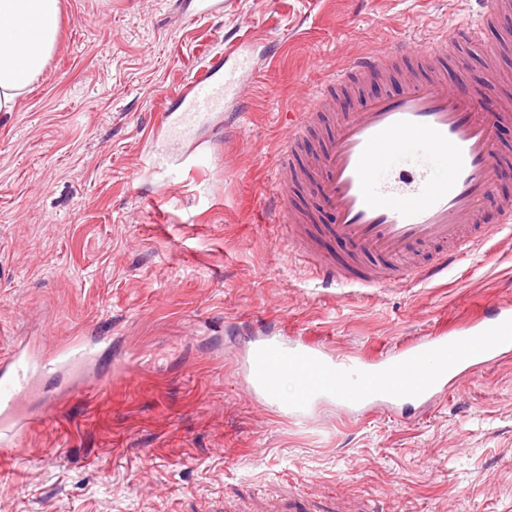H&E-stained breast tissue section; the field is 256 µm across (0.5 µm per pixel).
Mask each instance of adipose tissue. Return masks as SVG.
Masks as SVG:
<instances>
[{
    "label": "adipose tissue",
    "instance_id": "ef3b65f1",
    "mask_svg": "<svg viewBox=\"0 0 512 512\" xmlns=\"http://www.w3.org/2000/svg\"><path fill=\"white\" fill-rule=\"evenodd\" d=\"M62 0H0V112L15 111L58 47Z\"/></svg>",
    "mask_w": 512,
    "mask_h": 512
}]
</instances>
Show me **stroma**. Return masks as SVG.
<instances>
[{"instance_id":"obj_1","label":"stroma","mask_w":512,"mask_h":512,"mask_svg":"<svg viewBox=\"0 0 512 512\" xmlns=\"http://www.w3.org/2000/svg\"><path fill=\"white\" fill-rule=\"evenodd\" d=\"M65 0L60 43L0 113V358L86 336L45 375L0 462V512H512V358L430 404L279 416L244 385L249 340L390 353L512 301V237L442 280L326 288L270 221L288 117L372 49L474 16L475 0ZM234 38L247 111L191 147L152 133Z\"/></svg>"}]
</instances>
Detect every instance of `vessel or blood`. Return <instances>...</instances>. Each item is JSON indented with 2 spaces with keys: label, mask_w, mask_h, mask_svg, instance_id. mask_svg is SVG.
<instances>
[{
  "label": "vessel or blood",
  "mask_w": 512,
  "mask_h": 512,
  "mask_svg": "<svg viewBox=\"0 0 512 512\" xmlns=\"http://www.w3.org/2000/svg\"><path fill=\"white\" fill-rule=\"evenodd\" d=\"M476 20L453 37L405 39L354 58L308 97L295 113L281 147L273 192L277 223L290 227L292 249L317 278L340 286L382 288L403 281L443 276L476 244L512 229V198L498 196L512 176L498 147L502 128L512 126V108L485 111L488 86H458L448 78L449 53L479 45L482 28L511 26L503 0H481ZM254 70L240 49L216 55L186 87L178 108L159 128L167 139L188 141L222 115L243 109L242 86ZM398 76L399 91L385 90ZM333 133L312 157L308 193L332 212L326 226L291 200L302 170L297 159L308 133L322 125ZM496 223H488L489 212ZM336 239L342 257L323 253L320 237ZM512 353V304L493 305L489 316L437 335L415 338L390 355L339 357L315 341L257 344L247 361V386L265 404L303 417L318 400L353 406L394 407L431 402L461 378ZM93 355L88 341L53 356L18 349L0 361V461L14 454L17 421L39 377L59 364L76 365ZM297 392L282 398L284 376Z\"/></svg>",
  "instance_id": "1"
}]
</instances>
